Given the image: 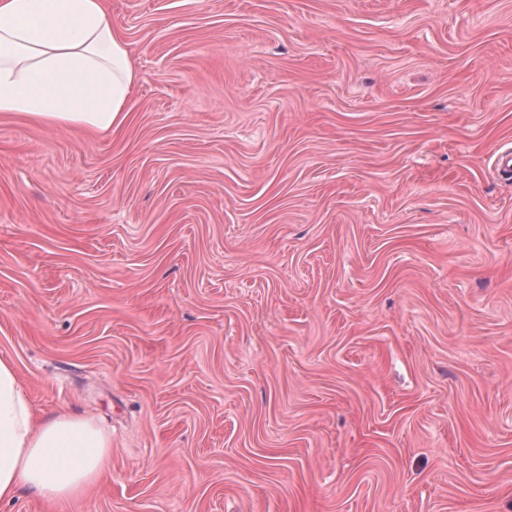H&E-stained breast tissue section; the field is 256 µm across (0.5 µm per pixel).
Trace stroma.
Listing matches in <instances>:
<instances>
[{
    "label": "stroma",
    "mask_w": 512,
    "mask_h": 512,
    "mask_svg": "<svg viewBox=\"0 0 512 512\" xmlns=\"http://www.w3.org/2000/svg\"><path fill=\"white\" fill-rule=\"evenodd\" d=\"M114 132L0 114V358L106 478L0 512H512V0H106Z\"/></svg>",
    "instance_id": "obj_1"
}]
</instances>
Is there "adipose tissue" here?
<instances>
[{
    "label": "adipose tissue",
    "instance_id": "1",
    "mask_svg": "<svg viewBox=\"0 0 512 512\" xmlns=\"http://www.w3.org/2000/svg\"><path fill=\"white\" fill-rule=\"evenodd\" d=\"M137 82L105 0H0V112L107 133ZM110 436L88 417L37 412L0 358V503L21 491L70 501L111 467Z\"/></svg>",
    "mask_w": 512,
    "mask_h": 512
}]
</instances>
